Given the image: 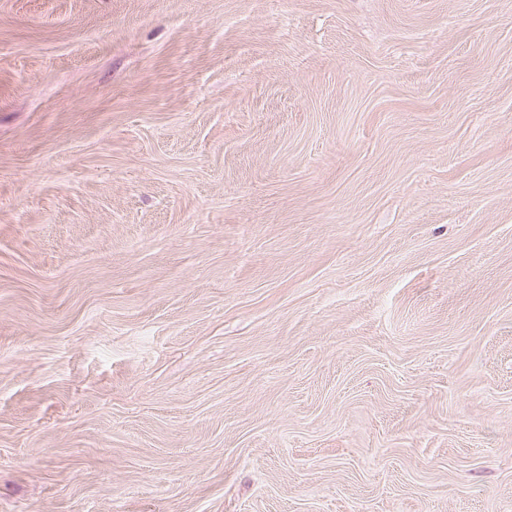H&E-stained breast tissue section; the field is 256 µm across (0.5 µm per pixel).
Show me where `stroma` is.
I'll return each mask as SVG.
<instances>
[{
  "mask_svg": "<svg viewBox=\"0 0 512 512\" xmlns=\"http://www.w3.org/2000/svg\"><path fill=\"white\" fill-rule=\"evenodd\" d=\"M0 512H512V0H0Z\"/></svg>",
  "mask_w": 512,
  "mask_h": 512,
  "instance_id": "1",
  "label": "stroma"
}]
</instances>
